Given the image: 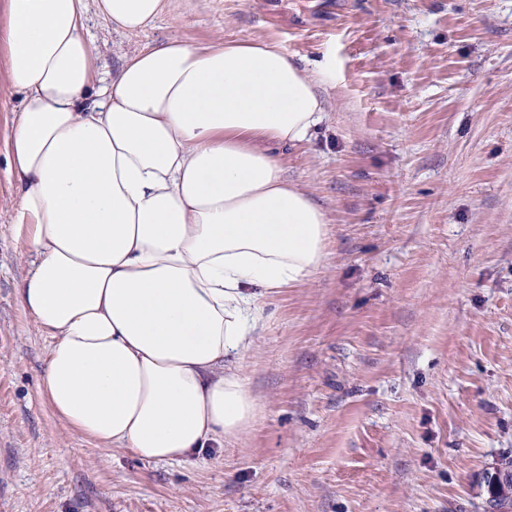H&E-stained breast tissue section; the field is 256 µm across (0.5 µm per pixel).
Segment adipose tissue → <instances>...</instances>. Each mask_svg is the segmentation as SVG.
Returning <instances> with one entry per match:
<instances>
[{"instance_id": "1", "label": "adipose tissue", "mask_w": 512, "mask_h": 512, "mask_svg": "<svg viewBox=\"0 0 512 512\" xmlns=\"http://www.w3.org/2000/svg\"><path fill=\"white\" fill-rule=\"evenodd\" d=\"M176 0H6L21 99L8 144L30 224L21 307L48 341L41 388L101 445L182 462L247 432L235 364L262 296L327 263L325 210L275 152L322 121L317 81L270 41L170 39L111 72L87 24L150 28Z\"/></svg>"}]
</instances>
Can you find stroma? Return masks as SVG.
Wrapping results in <instances>:
<instances>
[{"mask_svg": "<svg viewBox=\"0 0 512 512\" xmlns=\"http://www.w3.org/2000/svg\"><path fill=\"white\" fill-rule=\"evenodd\" d=\"M118 51L262 39L318 80L323 121L280 146L329 220L328 262L263 298L236 364L261 410L184 462L70 431L17 301L18 98L0 45V512H484L512 456V0H178Z\"/></svg>", "mask_w": 512, "mask_h": 512, "instance_id": "obj_1", "label": "stroma"}]
</instances>
